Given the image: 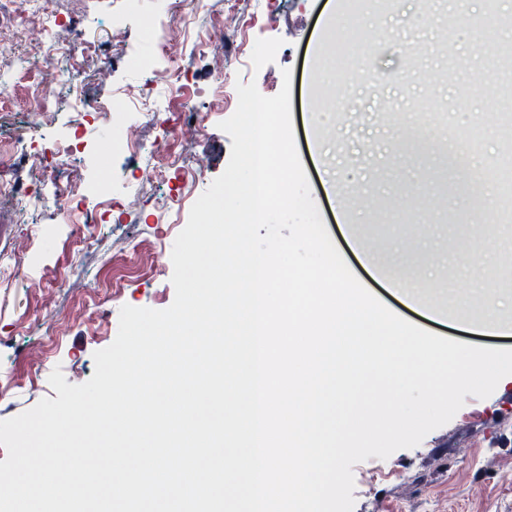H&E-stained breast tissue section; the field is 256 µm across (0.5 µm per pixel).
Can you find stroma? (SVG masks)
I'll list each match as a JSON object with an SVG mask.
<instances>
[{
  "label": "stroma",
  "instance_id": "stroma-1",
  "mask_svg": "<svg viewBox=\"0 0 512 512\" xmlns=\"http://www.w3.org/2000/svg\"><path fill=\"white\" fill-rule=\"evenodd\" d=\"M373 2L209 0L190 26L209 29L223 18V78L210 76L188 37L172 54L182 81L157 83L141 64L153 52L143 23L158 11H174L175 0H139L126 41L116 44L109 41L108 22L122 0H52L53 14L80 23L95 44L111 46L117 68L107 83L97 82L87 66L64 73L54 114L28 134L59 177L77 168L86 178H107L112 217L92 225L89 247L55 206L30 210L23 219L16 208L0 205V221L9 227L0 237V420L56 398L49 384L54 368L67 383L88 381L94 352L117 335L122 306L172 304L173 243L194 202L227 167L232 140L219 124L234 113L240 82L255 83L265 96L289 85L295 142L312 197L346 264L377 298L436 335L512 349V335L461 333L396 301L344 238L330 191L337 184L347 195L381 202L384 215L360 206L353 222L369 230L370 245L389 272L428 289L441 306L480 305L477 289L489 280L512 295V279L501 272L512 260V147L500 128L503 105L486 84L495 63L481 52L512 43V26H483L489 17L512 16V0H396L391 10ZM448 13L462 20L450 36L435 22ZM341 44L357 48L360 62L346 70L312 67L314 53L326 55ZM219 84L220 112L211 108ZM86 96L127 105L114 121L88 122L72 108ZM141 108L168 113L170 120H138ZM315 111L325 121L318 136L311 126ZM195 114L207 121L191 134L186 124ZM133 122L144 146L166 143L175 158L162 176L146 177L138 156L109 153L118 125ZM73 130L85 153L60 157L56 149ZM441 141L481 189L480 198L453 187L439 191L440 179H457L453 170L436 174L432 147ZM198 160L207 172L193 182L187 172ZM139 242L143 250L132 251ZM25 244L40 256L37 269H29L20 251ZM488 251L493 262H481ZM464 401L417 447L353 465L354 512H512V376L488 398Z\"/></svg>",
  "mask_w": 512,
  "mask_h": 512
}]
</instances>
